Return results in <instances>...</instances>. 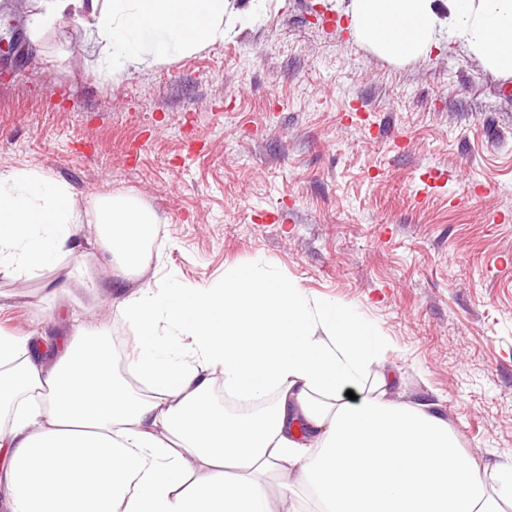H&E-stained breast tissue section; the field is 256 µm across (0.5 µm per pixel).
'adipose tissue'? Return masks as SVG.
Returning <instances> with one entry per match:
<instances>
[{
	"instance_id": "obj_1",
	"label": "adipose tissue",
	"mask_w": 512,
	"mask_h": 512,
	"mask_svg": "<svg viewBox=\"0 0 512 512\" xmlns=\"http://www.w3.org/2000/svg\"><path fill=\"white\" fill-rule=\"evenodd\" d=\"M35 26L74 17L113 71L170 60L223 38L235 0H40ZM354 35L396 62L462 40L512 77V0H350ZM159 218L130 195L99 201L91 248L69 187L35 170L0 173V277L64 273L131 330L122 359L82 314L51 362L0 331V473L10 512H276L306 488L319 512H505L512 460L460 450L430 405L396 401L370 377L386 339L352 311L312 299L258 261L211 287L145 284ZM100 274L86 276L88 263ZM225 392L267 404L230 414ZM358 391V400L345 399ZM281 476L268 484L267 472ZM493 475L495 487L485 477Z\"/></svg>"
}]
</instances>
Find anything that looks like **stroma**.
<instances>
[{
    "instance_id": "stroma-1",
    "label": "stroma",
    "mask_w": 512,
    "mask_h": 512,
    "mask_svg": "<svg viewBox=\"0 0 512 512\" xmlns=\"http://www.w3.org/2000/svg\"><path fill=\"white\" fill-rule=\"evenodd\" d=\"M224 39L113 73L74 59L80 21L39 36L0 8V172L155 211L170 280L210 285L267 262L377 327L398 401L434 403L461 449L512 457V77L464 42L393 64L351 32L343 0H237ZM429 169L444 185L424 188ZM274 218L263 221L264 213ZM62 276L0 279V328L57 353L70 314L129 338L112 302Z\"/></svg>"
}]
</instances>
